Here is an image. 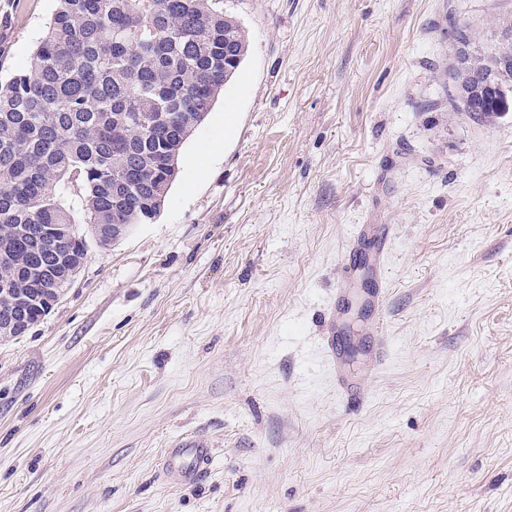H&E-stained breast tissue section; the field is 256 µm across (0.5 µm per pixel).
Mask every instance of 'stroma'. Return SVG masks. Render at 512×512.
<instances>
[{"instance_id":"obj_1","label":"stroma","mask_w":512,"mask_h":512,"mask_svg":"<svg viewBox=\"0 0 512 512\" xmlns=\"http://www.w3.org/2000/svg\"><path fill=\"white\" fill-rule=\"evenodd\" d=\"M223 7L247 55L159 216L0 342V512H512V113L452 111L444 74L512 0ZM55 9L0 0V79ZM363 224L393 231L353 409L321 348ZM189 432L213 458L174 484ZM213 449V442L201 433L172 443L165 451V474L178 482L191 483L200 480L209 468Z\"/></svg>"}]
</instances>
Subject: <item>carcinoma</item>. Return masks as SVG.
Listing matches in <instances>:
<instances>
[{
  "mask_svg": "<svg viewBox=\"0 0 512 512\" xmlns=\"http://www.w3.org/2000/svg\"><path fill=\"white\" fill-rule=\"evenodd\" d=\"M222 0H57L31 69L0 80V281L34 298L84 263L88 238L40 231L73 224H142L171 186L191 130L244 60L245 31ZM452 104L489 122L512 111V23L474 49L455 31ZM167 123L132 121L160 113ZM122 182H112V174Z\"/></svg>",
  "mask_w": 512,
  "mask_h": 512,
  "instance_id": "1",
  "label": "carcinoma"
}]
</instances>
